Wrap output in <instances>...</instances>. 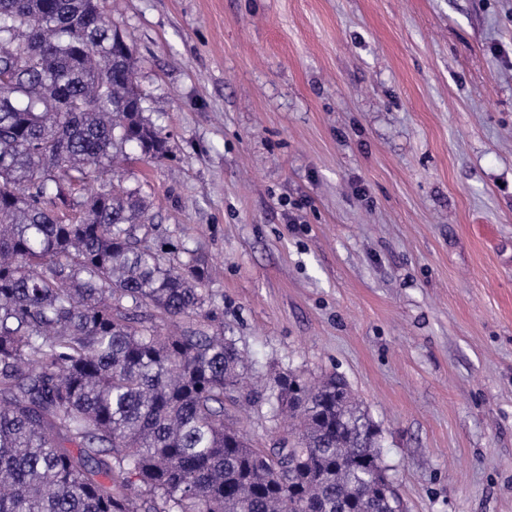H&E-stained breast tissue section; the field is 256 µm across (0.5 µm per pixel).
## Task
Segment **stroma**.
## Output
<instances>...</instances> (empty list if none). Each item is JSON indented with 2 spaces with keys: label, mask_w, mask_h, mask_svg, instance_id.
<instances>
[{
  "label": "stroma",
  "mask_w": 512,
  "mask_h": 512,
  "mask_svg": "<svg viewBox=\"0 0 512 512\" xmlns=\"http://www.w3.org/2000/svg\"><path fill=\"white\" fill-rule=\"evenodd\" d=\"M100 5L172 149L122 182L252 382L344 377L405 512H512V0Z\"/></svg>",
  "instance_id": "35a3bbf8"
}]
</instances>
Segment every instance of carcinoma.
I'll use <instances>...</instances> for the list:
<instances>
[{
    "label": "carcinoma",
    "instance_id": "1",
    "mask_svg": "<svg viewBox=\"0 0 512 512\" xmlns=\"http://www.w3.org/2000/svg\"><path fill=\"white\" fill-rule=\"evenodd\" d=\"M119 33L98 0H0V512H395L342 377L275 382L284 446L225 422L249 365L209 260L154 243L112 172L170 153Z\"/></svg>",
    "mask_w": 512,
    "mask_h": 512
}]
</instances>
